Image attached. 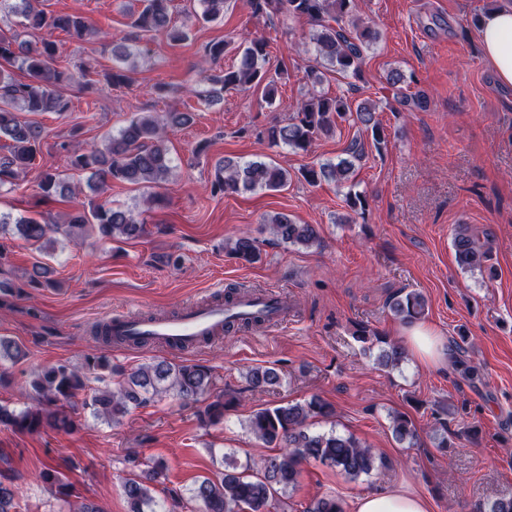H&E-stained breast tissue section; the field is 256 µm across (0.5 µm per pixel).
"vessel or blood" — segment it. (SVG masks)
Instances as JSON below:
<instances>
[{
  "instance_id": "vessel-or-blood-1",
  "label": "vessel or blood",
  "mask_w": 512,
  "mask_h": 512,
  "mask_svg": "<svg viewBox=\"0 0 512 512\" xmlns=\"http://www.w3.org/2000/svg\"><path fill=\"white\" fill-rule=\"evenodd\" d=\"M291 312L286 292L274 289L251 290L238 294L232 304L201 305L190 303L178 315H117L111 319L112 334L124 348L160 346L179 351L192 348L206 338L220 339L229 325L248 324L253 319L268 325L287 323Z\"/></svg>"
}]
</instances>
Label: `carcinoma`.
I'll return each instance as SVG.
<instances>
[{
	"mask_svg": "<svg viewBox=\"0 0 512 512\" xmlns=\"http://www.w3.org/2000/svg\"><path fill=\"white\" fill-rule=\"evenodd\" d=\"M141 9L130 15L129 33L111 41L112 70L105 73L106 83L112 87L128 86L136 71V54L128 42L139 41L144 33H164L173 42L188 38V29L170 26V0H139ZM228 0H201L199 19L214 21L224 14ZM38 0H0V14L19 18L18 25L25 30L59 29L78 39L98 36L85 19L76 15H53L38 8ZM255 17H307L316 26L312 37L315 65L306 70L312 85L322 83L323 70L343 78L362 76L366 52L378 40L377 31L362 21L356 10V0H248ZM268 43L253 39L236 47L235 63L227 69H218L203 76L208 88L200 94L207 104L221 99L229 90L246 91L264 87L267 103H272L276 80L268 76ZM59 48L52 41L41 45L21 38V34L0 33V191L13 188L21 175L33 168L40 152L43 138L38 122L21 117L45 112L62 114L69 110V101L61 88L74 81V73L58 65ZM399 104L410 111L427 108L422 94H408L398 90ZM359 126L371 134L373 144L380 149L386 145L384 131L376 120V106L365 100L352 105L342 95L329 97L314 91L302 99L295 112L284 124L268 130L270 144L286 147L293 152H306L323 136L333 133L337 120ZM190 116L184 112H167L163 116L140 112L119 130L106 138L104 148L92 146L71 157V166L91 171V187L101 191L109 184L120 182L146 187L159 186L167 181L173 171V160L164 146L165 129L184 126ZM364 152V143L355 140L348 153L351 159L337 163L326 162L299 170L305 182L317 186L331 181L337 186H348L345 193L347 206L353 211H364L366 197L351 188L354 160ZM291 174L269 162L226 159L216 165L211 189L215 193L240 194L255 190H279L288 184ZM38 187L43 196H64L70 186L59 174L50 169L40 172ZM14 224L20 239L39 245V252H46L42 242L61 234L73 241L92 234L101 239L124 241L147 234L146 224L138 221L134 212L121 206L102 204L86 211L76 208L65 224H50L35 216H21L15 221L0 217V233ZM276 239L285 245H302L307 248L318 241V231L312 224H299L286 213L263 217ZM452 246L458 265L464 270L482 269L489 257V250L478 244L476 234L468 224L455 228ZM230 251L239 259L252 262L259 256V243L250 236L235 238ZM48 268L36 264L29 274L31 287H48L53 281L47 278ZM426 301L416 292H408L391 306L395 316L407 323L419 320L425 313ZM357 339L363 350L379 347V364L396 367L406 358L405 349L388 341L387 337L361 329ZM26 358L25 350L15 342L0 338V376L7 373L6 363L17 364ZM256 386H275L280 375L273 368L254 369L249 375ZM101 387L92 390L83 406L98 418L115 419L133 408L140 407L156 397L170 392L183 399L193 398L210 388V373L199 365L178 364L166 358L132 371L109 364L104 357L88 363L82 372L68 364L57 363L37 371L29 386L35 393L36 404L20 411L0 406V423L19 432H35L46 424L68 429L72 422L60 412L61 406L78 392L88 387L90 381ZM230 401L219 397L203 412L202 418L216 424L224 418ZM333 409L318 397L304 403H288L260 409L249 420L250 432L267 445L278 446V454L262 461L255 475L227 470L215 479H202L192 492L199 512H270L278 502L277 495L298 482L300 465L315 461L357 478L369 474L383 464L371 449L363 446L350 435L337 432L312 433L307 421L328 417ZM390 429L395 439L417 441L412 421L404 413L390 416ZM166 469L164 462L156 461L146 478L134 473L123 484V495L128 512H145L154 501L146 481H152ZM40 479L58 487L59 493L73 495V486L57 469H46ZM13 476L0 472V512H19L16 494L10 481ZM303 512H344L342 501L332 495L313 500Z\"/></svg>",
	"mask_w": 512,
	"mask_h": 512,
	"instance_id": "1",
	"label": "carcinoma"
}]
</instances>
